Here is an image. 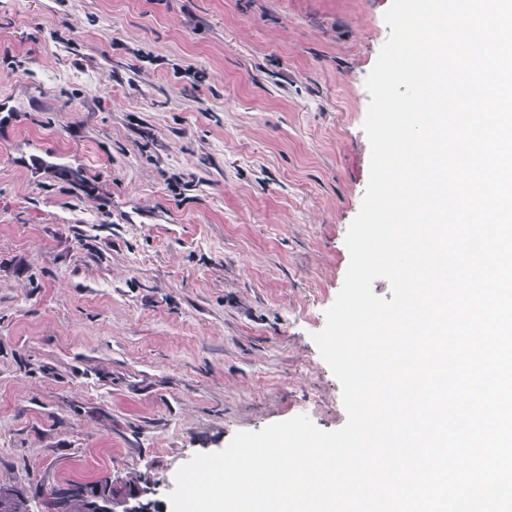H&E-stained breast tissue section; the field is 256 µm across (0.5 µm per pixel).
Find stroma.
I'll return each mask as SVG.
<instances>
[{
    "instance_id": "1",
    "label": "stroma",
    "mask_w": 512,
    "mask_h": 512,
    "mask_svg": "<svg viewBox=\"0 0 512 512\" xmlns=\"http://www.w3.org/2000/svg\"><path fill=\"white\" fill-rule=\"evenodd\" d=\"M390 4L0 0V482L32 512L106 476L171 512L238 432L345 425L313 336ZM86 485L82 483L70 484L60 487L57 492L45 499L44 510L42 512H59L62 510L64 502L72 495L83 493Z\"/></svg>"
}]
</instances>
